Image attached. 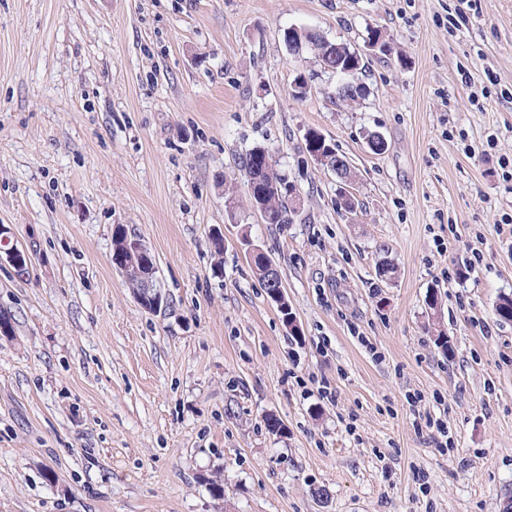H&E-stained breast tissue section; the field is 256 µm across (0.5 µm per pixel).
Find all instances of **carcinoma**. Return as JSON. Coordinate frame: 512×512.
I'll return each mask as SVG.
<instances>
[{
	"label": "carcinoma",
	"mask_w": 512,
	"mask_h": 512,
	"mask_svg": "<svg viewBox=\"0 0 512 512\" xmlns=\"http://www.w3.org/2000/svg\"><path fill=\"white\" fill-rule=\"evenodd\" d=\"M284 42L292 50L307 49L316 59L321 73L326 68H335L336 101L342 103H357L366 99L370 94L369 87L364 82L352 86L354 75L365 71L363 58L354 56V50L343 41H336L340 49L333 50L325 44L317 29L302 31L287 30L283 35ZM328 142L325 136L316 130H310L305 136L306 151L311 154L325 152ZM255 149H250L240 165V176L247 188V199L259 203L270 214V223L291 224L297 217L298 210L292 206L288 197L285 181L275 167H255Z\"/></svg>",
	"instance_id": "cac0c4a2"
}]
</instances>
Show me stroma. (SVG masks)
Returning <instances> with one entry per match:
<instances>
[{
	"mask_svg": "<svg viewBox=\"0 0 512 512\" xmlns=\"http://www.w3.org/2000/svg\"><path fill=\"white\" fill-rule=\"evenodd\" d=\"M370 26L392 54H368L353 107L282 38L360 49ZM310 129L352 161L357 214ZM257 145L302 197L295 223L247 208L235 175ZM508 173L512 0H0V224L41 248L29 276L0 262V512H500ZM118 224L155 256L160 311L112 264ZM245 237L279 266L300 334Z\"/></svg>",
	"mask_w": 512,
	"mask_h": 512,
	"instance_id": "35a3bbf8",
	"label": "stroma"
}]
</instances>
